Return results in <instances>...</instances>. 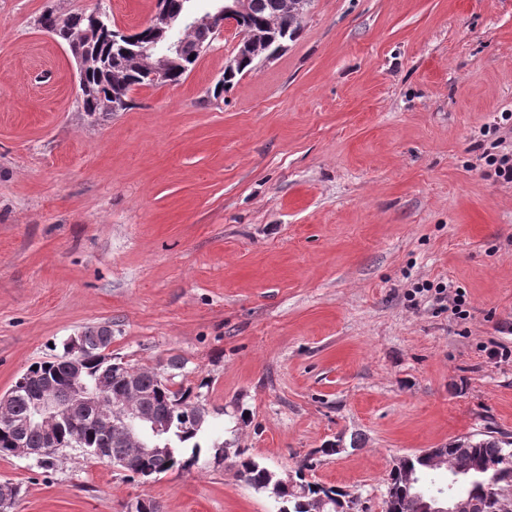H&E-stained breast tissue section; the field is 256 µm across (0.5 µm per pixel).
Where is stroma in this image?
Segmentation results:
<instances>
[{"label":"stroma","mask_w":512,"mask_h":512,"mask_svg":"<svg viewBox=\"0 0 512 512\" xmlns=\"http://www.w3.org/2000/svg\"><path fill=\"white\" fill-rule=\"evenodd\" d=\"M157 0H0V395L91 326L113 356H173L206 441L385 512L397 458L512 440V184L482 159L512 112V0H311L273 59L215 83L225 29L174 87L83 111L77 63L38 25ZM453 282L469 316L414 284ZM16 512H275L201 452L150 483L65 449L0 458Z\"/></svg>","instance_id":"obj_1"}]
</instances>
